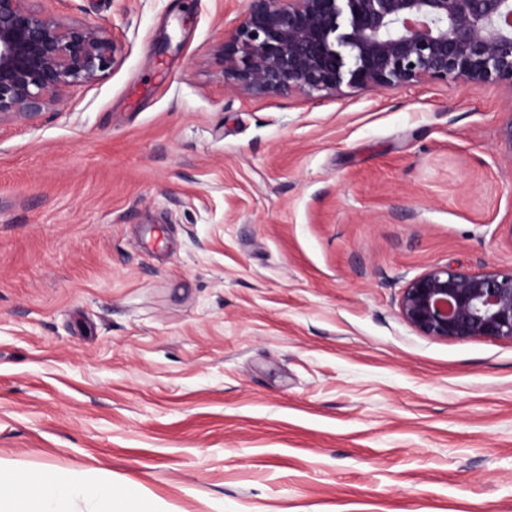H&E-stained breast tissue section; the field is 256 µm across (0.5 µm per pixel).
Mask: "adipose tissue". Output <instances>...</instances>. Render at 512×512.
Instances as JSON below:
<instances>
[{"instance_id": "obj_1", "label": "adipose tissue", "mask_w": 512, "mask_h": 512, "mask_svg": "<svg viewBox=\"0 0 512 512\" xmlns=\"http://www.w3.org/2000/svg\"><path fill=\"white\" fill-rule=\"evenodd\" d=\"M81 501L90 512H157L134 483L65 477L50 466L24 469L0 460V512H74Z\"/></svg>"}]
</instances>
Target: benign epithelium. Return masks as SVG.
Segmentation results:
<instances>
[{"mask_svg":"<svg viewBox=\"0 0 512 512\" xmlns=\"http://www.w3.org/2000/svg\"><path fill=\"white\" fill-rule=\"evenodd\" d=\"M0 0V123L59 107L98 80L117 45L93 24L64 23ZM224 32V83L248 94L385 90L454 79L512 90V0H246ZM401 318L435 340L512 342V269L432 266L410 279Z\"/></svg>","mask_w":512,"mask_h":512,"instance_id":"7a95c632","label":"benign epithelium"}]
</instances>
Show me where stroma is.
I'll return each mask as SVG.
<instances>
[{"label": "stroma", "mask_w": 512, "mask_h": 512, "mask_svg": "<svg viewBox=\"0 0 512 512\" xmlns=\"http://www.w3.org/2000/svg\"><path fill=\"white\" fill-rule=\"evenodd\" d=\"M246 0H42L112 69L0 124V459L161 512H512V342L399 314L512 268V93L228 90Z\"/></svg>", "instance_id": "stroma-1"}]
</instances>
